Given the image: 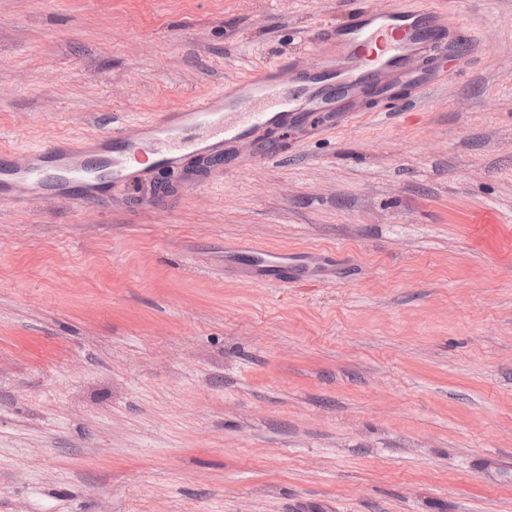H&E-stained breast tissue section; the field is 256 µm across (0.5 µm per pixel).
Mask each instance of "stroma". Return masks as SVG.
Returning <instances> with one entry per match:
<instances>
[{
  "label": "stroma",
  "mask_w": 512,
  "mask_h": 512,
  "mask_svg": "<svg viewBox=\"0 0 512 512\" xmlns=\"http://www.w3.org/2000/svg\"><path fill=\"white\" fill-rule=\"evenodd\" d=\"M436 11L452 66L287 153L0 205V512H512V0H0V148ZM241 244L336 280L224 276Z\"/></svg>",
  "instance_id": "1"
}]
</instances>
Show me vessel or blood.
I'll return each mask as SVG.
<instances>
[{
	"label": "vessel or blood",
	"mask_w": 512,
	"mask_h": 512,
	"mask_svg": "<svg viewBox=\"0 0 512 512\" xmlns=\"http://www.w3.org/2000/svg\"><path fill=\"white\" fill-rule=\"evenodd\" d=\"M337 60L296 69L292 82L277 68H261L234 93L202 96L178 111L140 123L113 121L111 132L81 142L57 141L0 154V202L24 206L65 200L80 207L112 201L128 187L150 185L165 171L201 167L208 179L240 172L249 150L265 157L286 152L277 141L260 142L305 114L351 120L365 85L387 89L405 80L424 83L446 44L439 16L429 10L365 11L331 36ZM330 256L267 248L233 251L225 276L246 283L288 284L301 270L329 271Z\"/></svg>",
	"instance_id": "obj_1"
}]
</instances>
